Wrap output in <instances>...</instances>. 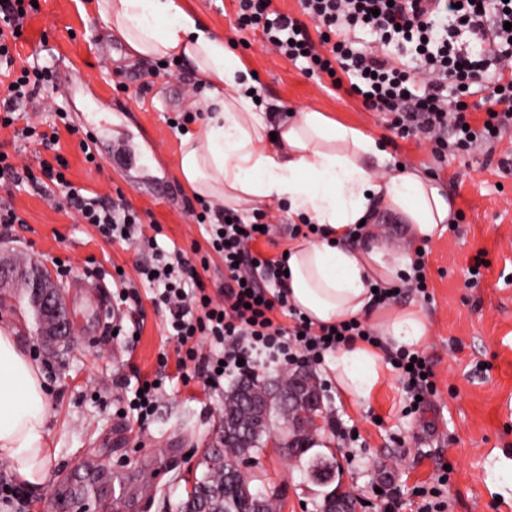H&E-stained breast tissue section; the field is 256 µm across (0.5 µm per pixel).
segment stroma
Here are the masks:
<instances>
[{"instance_id":"35a3bbf8","label":"stroma","mask_w":512,"mask_h":512,"mask_svg":"<svg viewBox=\"0 0 512 512\" xmlns=\"http://www.w3.org/2000/svg\"><path fill=\"white\" fill-rule=\"evenodd\" d=\"M16 52L18 64L56 70L44 96L66 109L71 125L81 123L87 105L97 101L103 107L98 165L85 162L75 136L60 135L68 179L109 199L124 194L138 209L150 210L162 226V247L187 250L201 241L188 214L195 197L178 167L181 135L167 123L182 112L208 110L193 66L158 69L156 61L136 56L97 16L82 11L78 0H40ZM236 53L256 72L270 110H316L382 139L387 168L403 164L438 172L439 185L462 214L455 231L423 245L433 303L400 301L420 309L429 322L422 351L435 363L432 405L404 415L401 387L390 371L366 404L351 405L335 391L322 399L314 435L322 455L333 460L342 490L371 500L372 481L389 474L396 493L409 502L413 486L450 463L448 512H500V500L512 501V166L502 169L498 162L512 158V131L492 149L457 153L441 167L428 147L389 130L381 113L365 109L345 89L320 87L272 48L255 43ZM116 146L143 154V162L113 167ZM4 196L22 221L0 225V250L47 266L57 257L74 268L60 280L77 338L72 349L53 352L44 345L27 302L0 309V324L14 328L42 362L50 389L55 456L44 489L31 497L33 512H47L54 498L74 499L89 512H167L186 498L205 453L217 445L223 391L173 377L147 428L118 414L119 401L130 393L128 380L153 374L158 355H174L175 343L164 329V313L150 307L135 344L88 335L93 304L76 273L91 258L105 269L119 265L130 273L149 254L106 242L91 225L27 186L9 194L0 188ZM481 251L489 266L472 285L467 269ZM334 415L362 437L351 450L341 449L330 431ZM252 461L244 477L252 492L276 503V512H322L327 487L314 478L308 456L268 444Z\"/></svg>"}]
</instances>
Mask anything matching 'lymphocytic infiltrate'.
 Listing matches in <instances>:
<instances>
[{
  "instance_id": "f902f5d3",
  "label": "lymphocytic infiltrate",
  "mask_w": 512,
  "mask_h": 512,
  "mask_svg": "<svg viewBox=\"0 0 512 512\" xmlns=\"http://www.w3.org/2000/svg\"><path fill=\"white\" fill-rule=\"evenodd\" d=\"M237 33L260 36L310 78L347 85L365 107L384 113L400 138L425 140L438 162L458 151L502 137L512 127V0H298L301 17L281 12L274 0H235ZM33 0H0V128L14 131L15 140L44 150L59 144L58 130L38 131L27 122V110L52 81L50 67L16 68L14 47L34 13ZM495 25L485 29L487 14ZM365 29L377 37L378 48H361L351 31ZM481 36L480 52L462 51L463 33ZM394 46L396 55L386 52ZM493 82L490 105L480 124L469 122L467 100L476 78ZM66 164L41 160L38 169H17L10 155L0 156V182L28 185L40 191L61 189L67 209L92 225L104 240L125 242L150 252L137 264L135 276L113 275V308L141 309L136 281L153 288L151 303L167 314L166 329L176 342V367L183 381L198 380L219 389L225 380L276 367L316 369L337 349L362 341L381 349L395 372L408 402L430 400L436 393L431 360L419 351L392 349L366 322L316 323L288 300L285 257L257 252L259 226H270L274 215L251 213L201 201L191 216L204 229V245L191 249H159L161 226L144 220L125 197L104 203L98 194L74 186ZM224 260V282L208 293L201 271L208 266L202 246ZM424 251H416L412 273L398 287H379L374 305H386L397 293L432 302Z\"/></svg>"
}]
</instances>
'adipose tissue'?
I'll return each mask as SVG.
<instances>
[{
	"instance_id": "adipose-tissue-1",
	"label": "adipose tissue",
	"mask_w": 512,
	"mask_h": 512,
	"mask_svg": "<svg viewBox=\"0 0 512 512\" xmlns=\"http://www.w3.org/2000/svg\"><path fill=\"white\" fill-rule=\"evenodd\" d=\"M108 31L145 58L192 63L206 88L213 117L182 140L179 171L201 198L235 209L252 203L283 207L289 216L325 228L326 237L299 238L288 249V299L315 322L364 317L370 287L391 286L410 274L411 257L379 238L366 247H343L339 237L381 206L398 213L409 237L434 239L453 219V204L418 169L379 174L387 152L362 130L322 113L294 112L277 126L259 114L247 66L192 8L189 0H93ZM394 348L418 349L429 325L412 307L382 310L375 323ZM337 391L365 404L381 386L384 366L377 348L358 342L327 358ZM43 370L0 328V460L19 483L40 492L52 450Z\"/></svg>"
}]
</instances>
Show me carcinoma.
I'll return each instance as SVG.
<instances>
[{
	"instance_id": "carcinoma-1",
	"label": "carcinoma",
	"mask_w": 512,
	"mask_h": 512,
	"mask_svg": "<svg viewBox=\"0 0 512 512\" xmlns=\"http://www.w3.org/2000/svg\"><path fill=\"white\" fill-rule=\"evenodd\" d=\"M256 375L245 376L230 387L224 398V416L234 420L239 431L220 432V449H212L204 456L205 472L195 482L187 499L176 505V512H196L207 505L208 512H273L267 498L252 493L246 480L229 474L228 454L251 456L262 450L263 439L273 429L272 413L276 407L267 405L270 390L255 397V405L245 407L240 402V391L245 386L259 387Z\"/></svg>"
}]
</instances>
